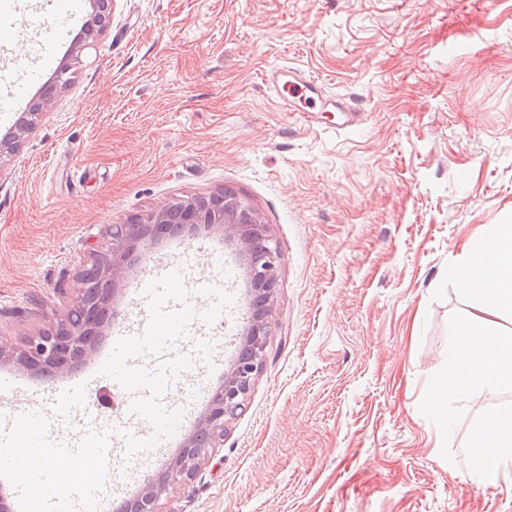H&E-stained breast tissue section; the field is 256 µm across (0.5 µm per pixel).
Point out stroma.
<instances>
[{
    "mask_svg": "<svg viewBox=\"0 0 512 512\" xmlns=\"http://www.w3.org/2000/svg\"><path fill=\"white\" fill-rule=\"evenodd\" d=\"M63 15L12 0L0 22V97L34 102L59 65L70 82L0 165V342L45 328L59 289L108 225L229 188L280 249L264 367L224 446L164 512H512L477 475L476 428L512 393L478 394L453 429L454 462L419 410L446 360L455 288L434 299L464 242L512 214V0H115L80 60L55 56ZM294 68L362 112L302 123L264 74ZM186 279H222L232 244L202 235ZM115 297L117 327L144 267ZM230 333L194 324L231 364L249 316L245 274Z\"/></svg>",
    "mask_w": 512,
    "mask_h": 512,
    "instance_id": "1",
    "label": "stroma"
}]
</instances>
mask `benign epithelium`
I'll return each instance as SVG.
<instances>
[{"label": "benign epithelium", "mask_w": 512, "mask_h": 512, "mask_svg": "<svg viewBox=\"0 0 512 512\" xmlns=\"http://www.w3.org/2000/svg\"><path fill=\"white\" fill-rule=\"evenodd\" d=\"M91 30L88 38L100 35L110 20V0H88ZM54 98L50 89L30 111L17 114L14 123L0 135V163L15 154L45 109ZM182 205L179 227L186 231L217 233L231 242L250 280L251 291L260 299L251 313L249 324L242 333L240 348L246 355L238 358L224 371V380L213 392L205 411L194 428L184 435L181 451L169 466L148 476L136 497L127 500L122 512H163L161 501L177 488L186 487L207 463L213 449L224 447L227 420L243 409L251 386L265 363L268 317L278 286L279 249L273 239L264 234L257 213L244 201L230 198L222 192L194 195L180 199ZM171 220L170 205H157L123 224L108 227V239L103 247L93 250L77 278L87 283L89 270H96L107 285L104 294L91 297L87 290L75 296H63L60 312L51 326L26 339L16 347L0 344V368L51 373L64 377L97 354L98 344L91 337H103L112 326L117 312L107 319L96 317L86 321L76 318L87 304H107L115 297L117 286L125 279L136 243L155 238V228Z\"/></svg>", "instance_id": "1"}]
</instances>
